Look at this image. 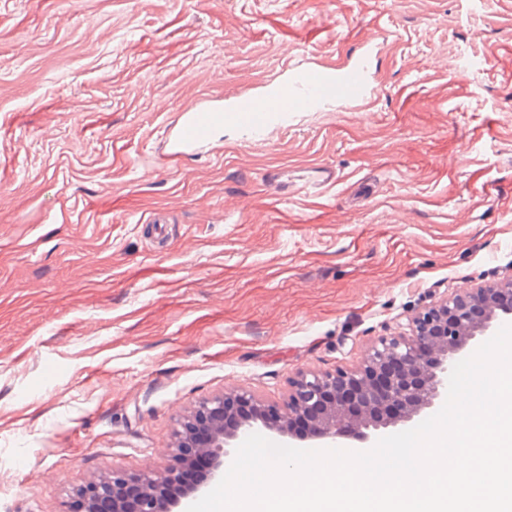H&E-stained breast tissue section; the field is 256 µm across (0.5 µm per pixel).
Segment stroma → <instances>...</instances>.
Returning a JSON list of instances; mask_svg holds the SVG:
<instances>
[{"instance_id": "1", "label": "stroma", "mask_w": 512, "mask_h": 512, "mask_svg": "<svg viewBox=\"0 0 512 512\" xmlns=\"http://www.w3.org/2000/svg\"><path fill=\"white\" fill-rule=\"evenodd\" d=\"M359 58L371 104L171 158L183 112ZM511 270L512 0H0V512H74L199 402L283 401ZM271 179L274 181L275 187L280 191V193L285 197H288V194L292 195L302 189H316L336 183V171L325 166L314 167V170H312L310 174L304 175L298 179L300 181L299 183L292 181L289 183L288 181H278L272 177Z\"/></svg>"}]
</instances>
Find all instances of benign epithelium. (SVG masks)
I'll return each instance as SVG.
<instances>
[{
	"mask_svg": "<svg viewBox=\"0 0 512 512\" xmlns=\"http://www.w3.org/2000/svg\"><path fill=\"white\" fill-rule=\"evenodd\" d=\"M511 314L512 274L480 288L463 287L425 308L397 334L371 346L355 371L299 374L281 404H264L237 390L205 400L180 422L165 467L112 468L108 478L83 487L84 512H98L104 498L112 499L111 512H124L117 491L130 487L138 493L134 512H186L190 499L224 476L232 442L247 437L259 421L291 440L351 438L366 444L370 432L410 422L446 398L452 368L469 341L488 332L499 316ZM190 445L207 464L208 476L172 499L167 481Z\"/></svg>",
	"mask_w": 512,
	"mask_h": 512,
	"instance_id": "1",
	"label": "benign epithelium"
}]
</instances>
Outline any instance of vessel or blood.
I'll list each match as a JSON object with an SVG mask.
<instances>
[{"instance_id": "b4317fda", "label": "vessel or blood", "mask_w": 512, "mask_h": 512, "mask_svg": "<svg viewBox=\"0 0 512 512\" xmlns=\"http://www.w3.org/2000/svg\"><path fill=\"white\" fill-rule=\"evenodd\" d=\"M373 95L364 64L342 67L320 65L292 70L289 77L273 84L265 94L236 98L227 112L231 123L262 136L271 125L287 121L289 112L314 111L332 100L366 102ZM214 119V114L206 111L188 116L179 128L180 144L188 147L205 140ZM335 181V170L321 166L302 176L300 181H280L276 187L281 194L291 195L303 188H321Z\"/></svg>"}]
</instances>
